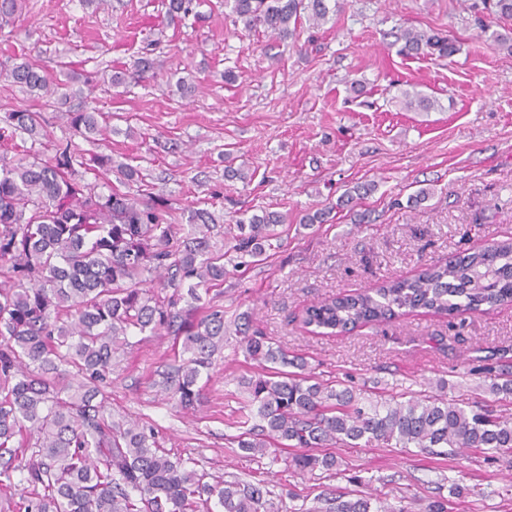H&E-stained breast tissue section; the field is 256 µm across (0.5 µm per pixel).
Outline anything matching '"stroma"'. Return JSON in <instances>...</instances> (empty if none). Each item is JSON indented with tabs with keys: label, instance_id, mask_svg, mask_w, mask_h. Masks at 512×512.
<instances>
[{
	"label": "stroma",
	"instance_id": "1",
	"mask_svg": "<svg viewBox=\"0 0 512 512\" xmlns=\"http://www.w3.org/2000/svg\"><path fill=\"white\" fill-rule=\"evenodd\" d=\"M166 6L26 0L13 29L0 31V69L25 57L66 86V104H50L0 79V116L42 114L44 157L73 137L66 111L87 106L105 113L109 131L80 148L137 168L178 223L198 208L220 229L269 211L287 217L264 261L210 290L229 328L195 409L161 388L180 345L144 334L114 362L113 415L151 423L170 456L265 483L279 507L341 490L403 496L410 512H424L455 482L448 512H512V463L473 448L448 458L340 448L333 475L300 472L288 449L241 451L239 382L253 370L232 327L249 315L274 345L305 358L308 373L370 397L419 398L442 380L449 397L489 398L496 377L485 359L512 348V304L463 321L414 312L337 336L312 333L302 318L325 297L512 237V53L490 37L512 38V19L490 15L483 0H338L325 21H302L283 40L245 29L224 0H202L197 16L175 24ZM404 28L451 36L458 50L399 54L394 34ZM142 57L151 67L140 74ZM414 87L435 109H405ZM368 183L372 192L356 195ZM319 211L324 222L303 223Z\"/></svg>",
	"mask_w": 512,
	"mask_h": 512
}]
</instances>
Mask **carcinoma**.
Instances as JSON below:
<instances>
[{
    "label": "carcinoma",
    "instance_id": "obj_1",
    "mask_svg": "<svg viewBox=\"0 0 512 512\" xmlns=\"http://www.w3.org/2000/svg\"><path fill=\"white\" fill-rule=\"evenodd\" d=\"M252 28L280 38L302 17L326 19L329 0H225ZM197 0H168L167 15L182 20ZM23 0H0V22L22 13ZM406 55L456 51L451 37L403 30ZM0 76L48 97L56 84L24 59ZM102 113H69L74 135H102ZM3 121L36 142L38 112H9ZM108 154L85 158L78 146H58L42 159L28 149L0 158V490L19 496L16 512H274L266 486L198 472L195 460L171 459L154 429L112 421L107 379L128 337L165 333L187 358L164 379L184 409L200 397L198 381L224 342V309L203 300L224 283L226 253L233 268L259 261L284 223L279 213L254 215L227 228L226 246L212 241V216L201 208L191 223H173L167 202L139 184L129 164L118 172L136 192H104L84 171H112ZM166 290L159 296L149 284ZM512 302V240L428 265L412 277L385 280L355 295L330 296L306 309L304 324L323 334L384 324L410 313L464 317ZM245 357L254 375L243 380L237 447L263 455L270 447L298 448L302 472L333 471L336 456L314 448H355L359 441L385 448H416L452 456L477 448L512 460V413H498L468 398L438 393L424 399L371 398L336 388L304 373L306 362L273 346L244 320ZM490 393L512 404V360L499 357ZM29 460L13 465L20 457ZM298 512H408L403 499L378 502L365 494L325 493Z\"/></svg>",
    "mask_w": 512,
    "mask_h": 512
}]
</instances>
